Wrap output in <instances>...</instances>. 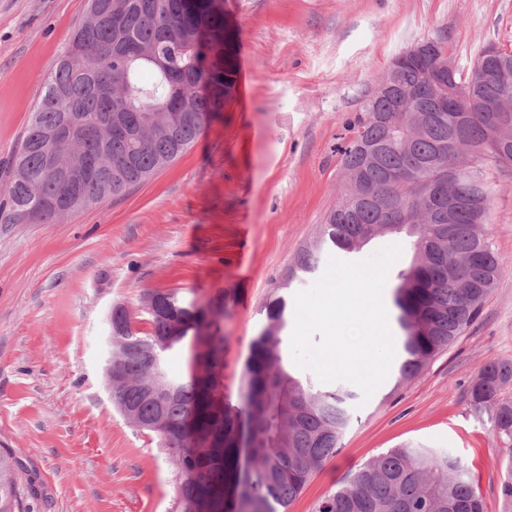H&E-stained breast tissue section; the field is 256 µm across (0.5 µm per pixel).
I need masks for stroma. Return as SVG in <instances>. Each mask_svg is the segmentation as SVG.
<instances>
[{"instance_id":"1","label":"stroma","mask_w":512,"mask_h":512,"mask_svg":"<svg viewBox=\"0 0 512 512\" xmlns=\"http://www.w3.org/2000/svg\"><path fill=\"white\" fill-rule=\"evenodd\" d=\"M87 12L88 0H0V188ZM224 12L247 100L231 94L191 149L122 196L54 224L0 223V448L42 483L31 512H173L172 464L106 392L112 306L144 331L149 291L223 295L224 393L236 396L266 301L346 190L336 147L390 62L426 38H446L461 68L486 45L512 48V0H224ZM486 177L502 275L479 318L416 377L351 400L336 455L286 512H316L357 469L406 443L458 457L485 512H512L500 493L512 450L465 397L485 363L512 362V165ZM391 244L402 255L388 298L411 238L381 235L351 255Z\"/></svg>"}]
</instances>
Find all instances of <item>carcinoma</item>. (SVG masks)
I'll list each match as a JSON object with an SVG mask.
<instances>
[{
  "instance_id": "obj_1",
  "label": "carcinoma",
  "mask_w": 512,
  "mask_h": 512,
  "mask_svg": "<svg viewBox=\"0 0 512 512\" xmlns=\"http://www.w3.org/2000/svg\"><path fill=\"white\" fill-rule=\"evenodd\" d=\"M236 31L224 0H89L32 112L11 180L0 189L6 224H50L116 197L186 153L224 112L235 74ZM424 64L395 59L396 84L417 90L411 108L425 124L390 133L374 117L393 111L370 97L337 146L342 165L366 180L377 202L351 207L341 198L320 235L302 250L282 288L315 271L328 247L352 252L372 238L406 233L414 256L393 294L398 310L397 378L416 376L472 325L496 287L500 266L486 231L492 185L485 166L512 165V136L492 125L484 90L499 82V62L457 71V96L439 105L420 86ZM58 154L75 179L46 164ZM454 183L459 203L439 206L440 185ZM401 207L422 210V224L391 220ZM287 299L274 292L265 323L243 364L238 402L224 395V295L204 302L170 291L144 298L151 329L133 328L112 308V405L157 439L177 471L175 512H281L332 457L351 420L353 393L320 391L292 375L282 353ZM188 350L187 376L172 377L165 354ZM512 362L494 360L473 376L466 398L488 412L492 432L512 446ZM37 478L0 448V512H30ZM318 512H484L482 495L449 453L409 445L359 468L325 497Z\"/></svg>"
}]
</instances>
